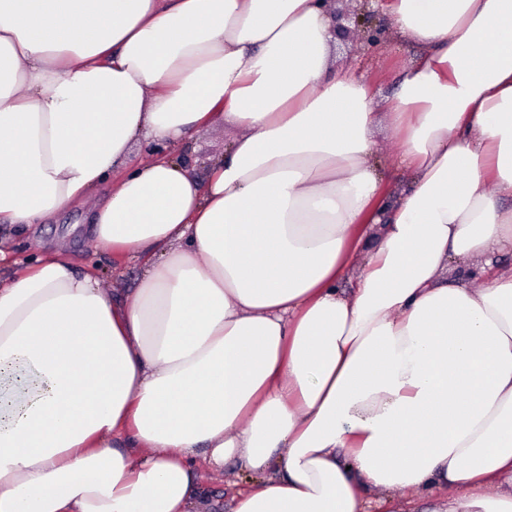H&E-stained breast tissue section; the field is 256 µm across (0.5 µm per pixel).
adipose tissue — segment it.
Returning a JSON list of instances; mask_svg holds the SVG:
<instances>
[{"instance_id":"obj_1","label":"adipose tissue","mask_w":512,"mask_h":512,"mask_svg":"<svg viewBox=\"0 0 512 512\" xmlns=\"http://www.w3.org/2000/svg\"><path fill=\"white\" fill-rule=\"evenodd\" d=\"M386 9L421 52L380 113L327 0H0V224L84 202L140 266L0 281V512H212L229 463L232 512H512V0ZM219 121L205 176L133 160ZM375 136L380 144L388 146L390 152L388 155H374L372 163L383 186L391 193H395L404 187L406 181L405 174L396 166L395 160L392 159L395 152L394 146L390 142V133L387 128L385 126L380 127L376 131ZM228 469V467H225L224 484L219 481H209L203 483L200 487L201 494L208 495L216 504H219L214 511L228 512V504L232 495L239 490H245L255 477L251 472L240 469H235L231 475L227 476Z\"/></svg>"}]
</instances>
